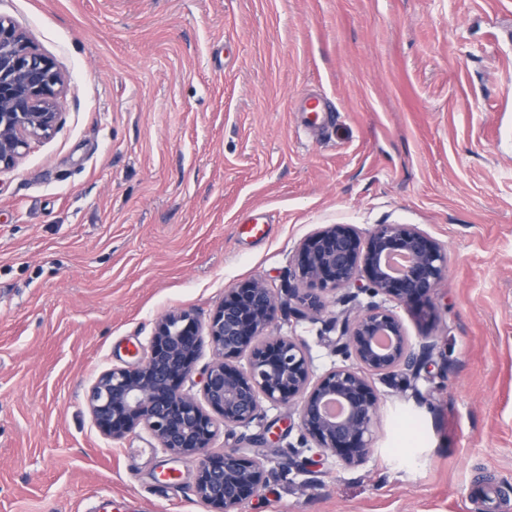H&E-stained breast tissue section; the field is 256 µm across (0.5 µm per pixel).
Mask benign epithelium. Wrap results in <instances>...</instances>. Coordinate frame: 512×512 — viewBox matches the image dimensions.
Instances as JSON below:
<instances>
[{
  "instance_id": "1",
  "label": "benign epithelium",
  "mask_w": 512,
  "mask_h": 512,
  "mask_svg": "<svg viewBox=\"0 0 512 512\" xmlns=\"http://www.w3.org/2000/svg\"><path fill=\"white\" fill-rule=\"evenodd\" d=\"M64 88L65 76L54 61L0 15V173L14 169L29 140L58 129ZM392 255L410 259L397 275L386 265ZM447 269L444 248L415 225L377 224L365 237L350 224L325 225L297 246L289 275L298 287L288 289V296L304 318L322 307L325 294L346 291L342 302L349 308L336 318L333 352L352 365L313 377L304 341L265 334L280 307L278 297L261 280H245L224 295L205 323L191 311L164 314L145 359L99 375L87 394L94 424L114 440L144 429L170 454L198 459L194 492L213 512H237L269 482L261 457L235 448L211 451L219 426H249L260 418L264 401L295 406L300 449L290 448V467L300 466L304 448L358 465L371 452L377 416L367 374L397 388L414 386L437 348L429 341L411 351L391 304L431 313ZM361 294L370 301L357 302ZM205 336L215 358L201 373L199 400L184 384L196 372ZM381 338L387 340L383 348ZM243 354L245 368L236 364ZM330 402L341 404L344 414L330 415Z\"/></svg>"
}]
</instances>
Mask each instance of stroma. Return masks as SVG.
Wrapping results in <instances>:
<instances>
[{"mask_svg":"<svg viewBox=\"0 0 512 512\" xmlns=\"http://www.w3.org/2000/svg\"><path fill=\"white\" fill-rule=\"evenodd\" d=\"M67 79L63 123L0 174V512H209L197 462L146 431L95 426L103 371L148 353L156 319L208 314L237 282L282 303L269 331L343 365L288 305L297 245L325 224H414L448 253L436 311L397 313L437 342L429 378L372 384L373 451L288 470L292 410L219 429L214 451L275 425L267 487L240 512H512V0H0ZM324 97L307 127L299 99ZM268 225L261 238L244 225Z\"/></svg>","mask_w":512,"mask_h":512,"instance_id":"1","label":"stroma"}]
</instances>
